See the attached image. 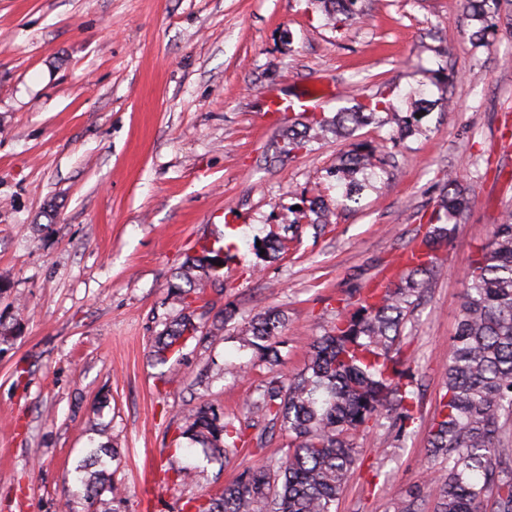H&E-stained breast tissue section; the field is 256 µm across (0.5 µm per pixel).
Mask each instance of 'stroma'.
I'll return each mask as SVG.
<instances>
[{"instance_id":"35a3bbf8","label":"stroma","mask_w":512,"mask_h":512,"mask_svg":"<svg viewBox=\"0 0 512 512\" xmlns=\"http://www.w3.org/2000/svg\"><path fill=\"white\" fill-rule=\"evenodd\" d=\"M361 6L336 29L315 0H0V512H86L75 469L99 445L119 451L113 512H184L247 469L277 470L289 439L246 399L299 373L309 343L424 235L452 170L471 179L473 203L401 343L418 419L401 439L389 418L354 436L335 505L393 512L412 494L434 512L428 423L462 274L512 211V12L477 48L464 0ZM318 86L314 110L329 117L347 91L389 94L402 115L423 97L443 104L421 135L399 139L389 119L276 161L282 131L304 117L267 111V96ZM355 139L386 159L359 203L258 264L254 239L315 198L337 208L329 172ZM229 230L224 280L193 304L217 338L155 363V338L180 312L177 268ZM270 309L288 317L276 366L242 341ZM204 405L237 418L249 443L207 459L183 431Z\"/></svg>"}]
</instances>
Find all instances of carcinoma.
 Listing matches in <instances>:
<instances>
[{
  "label": "carcinoma",
  "instance_id": "cac0c4a2",
  "mask_svg": "<svg viewBox=\"0 0 512 512\" xmlns=\"http://www.w3.org/2000/svg\"><path fill=\"white\" fill-rule=\"evenodd\" d=\"M330 24L337 27L360 15L359 0H317ZM502 0H465L473 44L484 42L493 23V11ZM342 108L332 117L307 116L303 129L281 134L279 154L288 157L307 149L326 134L346 136L394 111L393 102L380 94ZM425 115L414 112L397 118L401 134L422 132ZM384 165L379 146L354 145L336 165V181L343 197L355 200L365 188L358 175ZM471 203L470 182L448 174L436 208L421 240L401 254L388 269L386 283L358 290L353 312L336 319L332 331L308 345L303 370L287 379L269 381L262 401L247 405L279 426L290 439L288 457L276 474L256 469L199 504L193 512H334L349 471L357 460L352 437L370 429L390 414L403 436L416 420L410 359L400 343L408 313L429 288L436 272V252L447 244ZM332 211L323 201L311 202L308 223L320 229L331 223ZM288 238L272 232L254 247L264 262H274L286 251ZM224 247L206 248L188 257L175 273L185 285L175 284L179 318L155 339L154 353L165 361L168 353L197 338L192 304L200 299L197 284L220 278L214 261ZM464 302L451 354L445 368V393L428 427L429 452L447 465L432 481L435 512H481L482 500L492 499V512H512V467L503 451L512 446V212L494 225L491 240L463 273ZM286 317L269 311L253 318L246 342L277 361L273 339L285 327ZM187 430L210 435L213 452L247 443L245 429L234 419L219 420L207 408L184 418ZM76 480L84 489L90 512H112V500L102 498L108 479L105 470L88 472L80 465Z\"/></svg>",
  "mask_w": 512,
  "mask_h": 512
}]
</instances>
